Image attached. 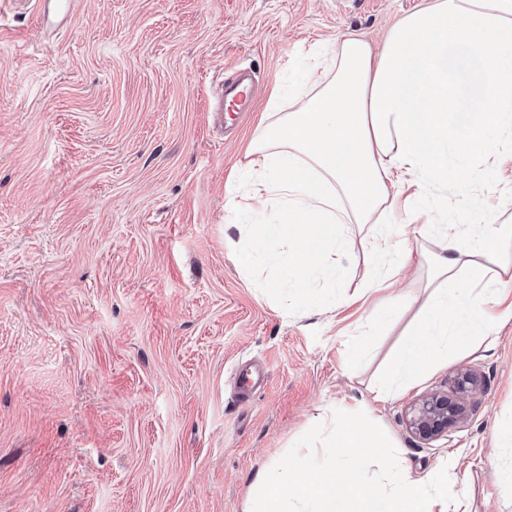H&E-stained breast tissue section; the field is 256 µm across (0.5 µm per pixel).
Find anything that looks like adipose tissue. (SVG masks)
Instances as JSON below:
<instances>
[{
    "instance_id": "obj_1",
    "label": "adipose tissue",
    "mask_w": 512,
    "mask_h": 512,
    "mask_svg": "<svg viewBox=\"0 0 512 512\" xmlns=\"http://www.w3.org/2000/svg\"><path fill=\"white\" fill-rule=\"evenodd\" d=\"M309 71L312 81L288 99L272 90L246 154V186L227 198L233 211L273 217L245 225L236 261L247 269L265 253L282 270L264 289L305 302L311 274L335 277L336 256L352 249L349 225L372 223L378 230L366 247L383 269L368 288H390L408 256L395 249L388 208L436 209L443 221L434 231L447 237L449 225L474 221L473 180L512 141V0H427L389 27L381 49L348 37ZM396 174L408 195L389 194ZM452 193L461 199L453 210ZM505 239L512 223H485L457 254L433 256L441 285L376 378L373 401L407 389L472 337L488 336L497 316L470 309L496 302L495 289L481 285L480 259ZM462 263L464 287L445 289Z\"/></svg>"
}]
</instances>
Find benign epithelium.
Masks as SVG:
<instances>
[{
	"instance_id": "1",
	"label": "benign epithelium",
	"mask_w": 512,
	"mask_h": 512,
	"mask_svg": "<svg viewBox=\"0 0 512 512\" xmlns=\"http://www.w3.org/2000/svg\"><path fill=\"white\" fill-rule=\"evenodd\" d=\"M479 388L477 376L460 371L454 378V394H430L419 399L410 409L409 425L419 439L428 441L448 431L464 413L465 403Z\"/></svg>"
}]
</instances>
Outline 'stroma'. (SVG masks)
<instances>
[{
	"label": "stroma",
	"mask_w": 512,
	"mask_h": 512,
	"mask_svg": "<svg viewBox=\"0 0 512 512\" xmlns=\"http://www.w3.org/2000/svg\"><path fill=\"white\" fill-rule=\"evenodd\" d=\"M419 0H0V512H244L275 465L338 403L364 412L421 479L447 468L463 512H512V315L489 339L383 403L376 376L434 289L435 214L395 209L411 259L406 298L373 325L361 242L325 307L269 299L278 269L240 267L246 218L226 209L276 83L306 76L312 49L350 34L380 44ZM262 86L252 112L213 106L226 69ZM487 218H512V165L475 184ZM366 355L346 360L350 337ZM268 379L238 402L234 369ZM482 384L448 433L423 442L408 409Z\"/></svg>",
	"instance_id": "stroma-1"
}]
</instances>
